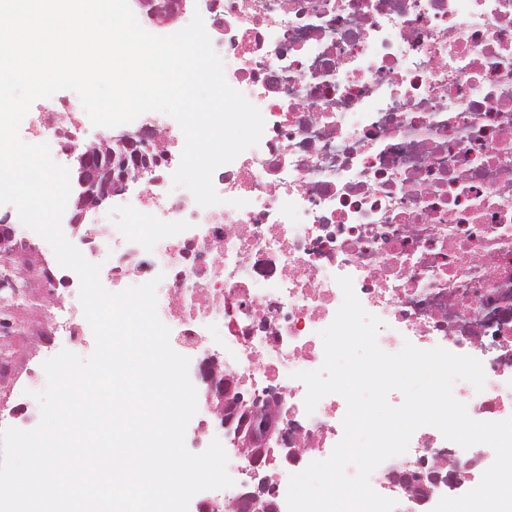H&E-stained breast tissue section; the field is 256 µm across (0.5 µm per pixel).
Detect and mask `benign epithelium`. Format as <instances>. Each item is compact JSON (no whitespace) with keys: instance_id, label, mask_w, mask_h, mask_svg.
<instances>
[{"instance_id":"7a95c632","label":"benign epithelium","mask_w":512,"mask_h":512,"mask_svg":"<svg viewBox=\"0 0 512 512\" xmlns=\"http://www.w3.org/2000/svg\"><path fill=\"white\" fill-rule=\"evenodd\" d=\"M141 15L157 25H167L183 14L185 0H136ZM122 155L121 168L112 165V158H102L92 146L80 148L68 146L76 155L78 163L77 183L80 191L74 201L72 224L83 222L85 214L103 205L112 197L124 193L134 171L156 174L167 167L171 154L164 142L154 136L126 133L117 139ZM215 355L202 359L197 375L206 386V398L218 427L235 448H249L248 467L255 483L243 487L238 496L240 508L246 512H261L272 504L276 488L261 476V471L270 462L283 464L298 459L293 448L294 439L288 425L275 413L258 408L262 401L277 398L273 390L263 393L251 391L234 376L218 379L212 376V367L217 363ZM439 481V475L421 460L415 468L393 478V484H413L417 487L418 502L424 506L431 497V489Z\"/></svg>"}]
</instances>
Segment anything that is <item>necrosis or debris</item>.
<instances>
[{
    "mask_svg": "<svg viewBox=\"0 0 512 512\" xmlns=\"http://www.w3.org/2000/svg\"><path fill=\"white\" fill-rule=\"evenodd\" d=\"M228 84L265 128L212 175L219 204L143 176L125 207L145 232L70 224L89 257L107 252V290L157 280V309L179 354L220 336L216 375L274 388L297 464H273L274 512L289 477L326 459L344 434L345 399L304 404L298 371L319 369L320 337L353 280L379 317L380 348L440 346L479 359L478 421L512 417V0H199ZM30 137L60 144L54 102ZM243 207H234V200ZM447 440L419 427L370 485L419 460L448 471Z\"/></svg>",
    "mask_w": 512,
    "mask_h": 512,
    "instance_id": "obj_1",
    "label": "necrosis or debris"
}]
</instances>
